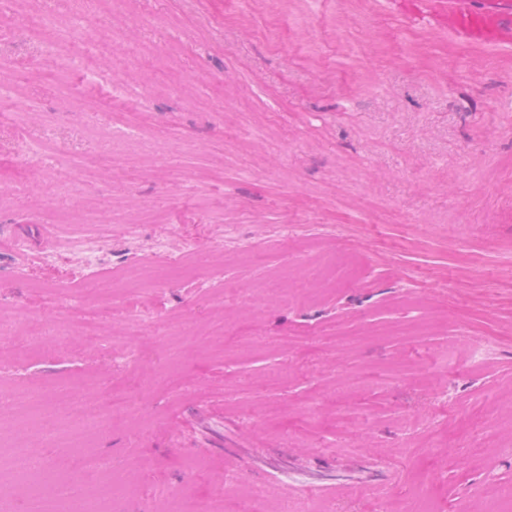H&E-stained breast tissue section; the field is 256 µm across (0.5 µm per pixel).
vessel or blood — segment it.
Segmentation results:
<instances>
[{
    "label": "vessel or blood",
    "instance_id": "1",
    "mask_svg": "<svg viewBox=\"0 0 512 512\" xmlns=\"http://www.w3.org/2000/svg\"><path fill=\"white\" fill-rule=\"evenodd\" d=\"M408 22L443 29L456 43L512 47V0H394Z\"/></svg>",
    "mask_w": 512,
    "mask_h": 512
}]
</instances>
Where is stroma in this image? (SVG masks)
<instances>
[{"label": "stroma", "mask_w": 512, "mask_h": 512, "mask_svg": "<svg viewBox=\"0 0 512 512\" xmlns=\"http://www.w3.org/2000/svg\"><path fill=\"white\" fill-rule=\"evenodd\" d=\"M43 13L47 41L24 31ZM94 14L0 0V73L24 87L0 95V319L57 329L10 336L0 389L137 400L83 447L33 446L39 470L62 488L98 456L110 512H199L229 457L221 512H489L512 486V53L380 0ZM26 142L54 153L21 167ZM83 236L127 277H77ZM134 287L156 321L141 336L119 314ZM256 466L305 469L310 489L254 499Z\"/></svg>", "instance_id": "35a3bbf8"}]
</instances>
